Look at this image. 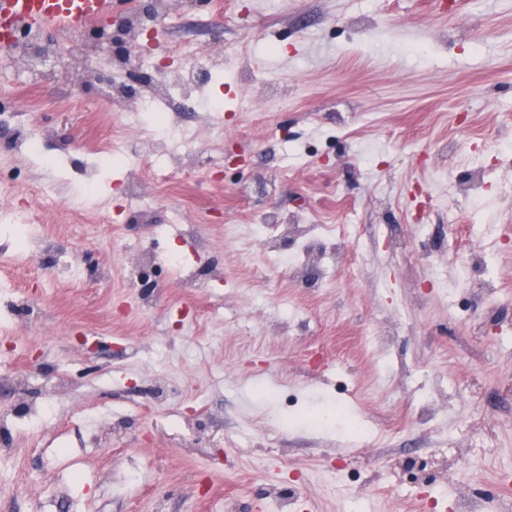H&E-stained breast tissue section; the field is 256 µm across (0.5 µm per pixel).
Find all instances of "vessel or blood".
<instances>
[{"label":"vessel or blood","instance_id":"obj_1","mask_svg":"<svg viewBox=\"0 0 512 512\" xmlns=\"http://www.w3.org/2000/svg\"><path fill=\"white\" fill-rule=\"evenodd\" d=\"M112 0H0V25L70 29L94 22Z\"/></svg>","mask_w":512,"mask_h":512}]
</instances>
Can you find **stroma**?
<instances>
[{
    "instance_id": "stroma-1",
    "label": "stroma",
    "mask_w": 512,
    "mask_h": 512,
    "mask_svg": "<svg viewBox=\"0 0 512 512\" xmlns=\"http://www.w3.org/2000/svg\"><path fill=\"white\" fill-rule=\"evenodd\" d=\"M173 46L223 60L222 129L156 128L65 61L0 62L8 133L70 158L0 138V208L33 218L0 226V512H277L285 489L293 512H512V151L490 147L512 142V0H198L155 57ZM178 128L181 166L147 169ZM111 139L132 162L99 175L105 224L67 200ZM286 224L336 235L317 279L270 253ZM149 248L179 265L146 304ZM13 143L16 148L24 150L28 156L41 157L48 167L55 168L61 162V157L59 154L54 156L44 155L39 144L38 136L26 129L16 130Z\"/></svg>"
}]
</instances>
